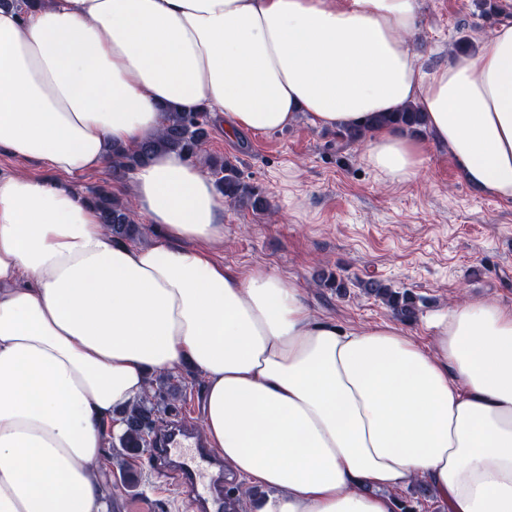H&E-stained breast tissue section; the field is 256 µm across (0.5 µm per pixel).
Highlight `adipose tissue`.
<instances>
[{"label":"adipose tissue","mask_w":512,"mask_h":512,"mask_svg":"<svg viewBox=\"0 0 512 512\" xmlns=\"http://www.w3.org/2000/svg\"><path fill=\"white\" fill-rule=\"evenodd\" d=\"M418 0H44L0 8V154L50 176L0 177V512H112L96 468L151 371L206 377V431L259 512H399L421 481L448 512H512V309L465 301L348 329L274 271L208 251L224 197L176 152L128 191L161 235L113 241L64 177L206 108L233 134L362 126L420 106L429 141L372 129L380 178L428 144L512 200V23L422 72Z\"/></svg>","instance_id":"ef3b65f1"}]
</instances>
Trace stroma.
<instances>
[{"label":"stroma","instance_id":"obj_1","mask_svg":"<svg viewBox=\"0 0 512 512\" xmlns=\"http://www.w3.org/2000/svg\"><path fill=\"white\" fill-rule=\"evenodd\" d=\"M493 31L476 0H419L417 61L431 71L448 62L460 36L479 47ZM208 131L198 165L210 156L233 159L243 180L271 205L267 213L225 205L224 241L211 248L225 267L265 268L297 281L309 290L318 316L347 328L393 318L385 304L364 293L363 282L409 290L419 299L420 317L407 330L422 342L423 317L460 298L512 307V201L466 183L448 152L428 145L418 176L390 182L366 163L364 146L344 144L334 130L304 116L275 132L230 136L214 119ZM321 273L342 279L346 295L319 286ZM176 378L183 391L175 405L159 403L158 418L179 408L205 428V377L188 368ZM111 454L99 473L116 512H194L155 482L150 452L135 461L133 485L125 479L122 448Z\"/></svg>","mask_w":512,"mask_h":512}]
</instances>
